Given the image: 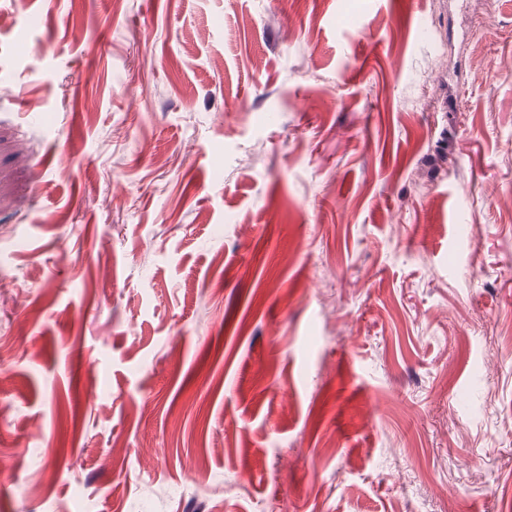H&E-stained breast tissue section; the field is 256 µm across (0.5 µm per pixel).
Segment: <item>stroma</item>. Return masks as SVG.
Here are the masks:
<instances>
[{
  "label": "stroma",
  "instance_id": "stroma-1",
  "mask_svg": "<svg viewBox=\"0 0 512 512\" xmlns=\"http://www.w3.org/2000/svg\"><path fill=\"white\" fill-rule=\"evenodd\" d=\"M503 59L512 0H0V512H512Z\"/></svg>",
  "mask_w": 512,
  "mask_h": 512
}]
</instances>
